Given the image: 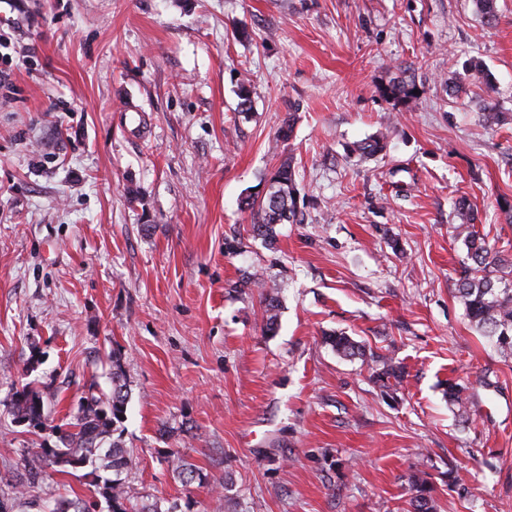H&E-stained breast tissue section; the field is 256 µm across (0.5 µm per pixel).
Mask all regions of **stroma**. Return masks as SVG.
<instances>
[{"label":"stroma","instance_id":"35a3bbf8","mask_svg":"<svg viewBox=\"0 0 512 512\" xmlns=\"http://www.w3.org/2000/svg\"><path fill=\"white\" fill-rule=\"evenodd\" d=\"M497 13L487 23L474 0L0 6V493L23 449L109 386L116 351L144 502L407 512L423 470L436 512H512V359L465 316L455 235L464 199L512 257V0ZM404 68L421 90L410 111L384 93ZM486 102L503 124L481 125ZM378 133L383 154L346 158ZM286 160L304 221L266 241L240 201ZM243 268L261 287H240ZM341 332L364 355L337 354L327 338ZM371 354L405 366L396 397L371 380ZM33 379L55 395L40 432L8 415ZM171 448L205 484L182 482ZM90 496L86 478L50 471L10 512Z\"/></svg>","mask_w":512,"mask_h":512}]
</instances>
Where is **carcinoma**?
Returning a JSON list of instances; mask_svg holds the SVG:
<instances>
[{
  "label": "carcinoma",
  "instance_id": "1",
  "mask_svg": "<svg viewBox=\"0 0 512 512\" xmlns=\"http://www.w3.org/2000/svg\"><path fill=\"white\" fill-rule=\"evenodd\" d=\"M415 80L402 74L393 79L385 94L396 100L406 110L413 109L419 95ZM384 137L376 135L347 146L351 157L370 159L384 151ZM267 190L262 196L247 195L240 202L242 209L250 212L252 232L263 239L273 237L278 224L302 223L299 207V189L295 173L288 161L271 172L266 179ZM460 224L457 236L462 238L467 249V259L472 265L464 267V276L458 288L467 318L477 331L488 338L498 353L505 359L512 358V261L505 264L492 255L486 242L474 230L476 216L466 201L457 206ZM278 296L264 297V327L268 331L277 324ZM330 345L337 353L349 357L362 354L360 346L350 337L335 334L329 337ZM372 361V377L380 387L390 390L404 377L401 366L390 356L375 355ZM463 388L448 383L445 395L448 402L466 414V399ZM52 398L35 381H29L15 390L11 398L9 415L11 422L24 424L33 429L47 426V402ZM129 401V389L124 381L120 356L112 354V378L110 388L90 393L83 398L78 412L67 423V428L56 436L51 446L39 443L23 451L20 468L23 477L10 484L14 493L22 495L28 483L42 477L43 466L57 472L82 473L90 479L96 494L107 504L108 512H164L161 505L139 502L138 492L132 486L130 475L137 466L136 456L124 448L121 436L117 435L124 420ZM166 459L172 469L186 483H205L203 474L186 463L181 452L172 449ZM409 484L413 496L410 506L413 512H434L433 487L426 473L418 471L410 476ZM52 512H92L91 506L81 498L57 500Z\"/></svg>",
  "mask_w": 512,
  "mask_h": 512
}]
</instances>
